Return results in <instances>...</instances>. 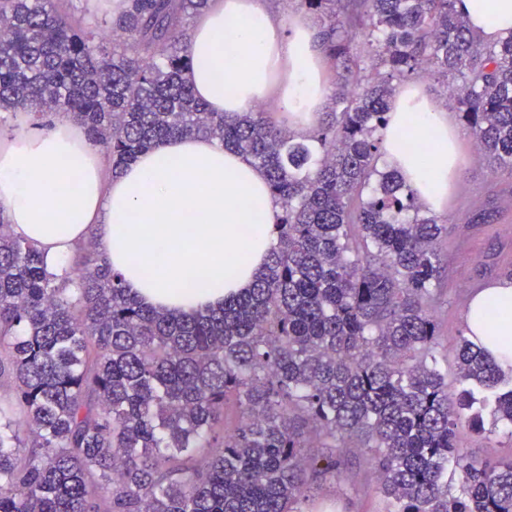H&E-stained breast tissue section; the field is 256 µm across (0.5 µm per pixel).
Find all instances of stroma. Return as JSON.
Instances as JSON below:
<instances>
[{"instance_id":"stroma-1","label":"stroma","mask_w":512,"mask_h":512,"mask_svg":"<svg viewBox=\"0 0 512 512\" xmlns=\"http://www.w3.org/2000/svg\"><path fill=\"white\" fill-rule=\"evenodd\" d=\"M469 157L459 173L448 208L439 220L446 231L440 241L447 270L442 278V303L436 310L441 330L440 366L451 389H459L455 348L465 329L464 317L473 293L489 282L512 277V175L491 174L466 140ZM461 443L474 458L512 457V427L498 426L482 435L463 432ZM367 457L346 455L343 477L354 482L346 497L323 496L319 512H380L382 497L364 478Z\"/></svg>"}]
</instances>
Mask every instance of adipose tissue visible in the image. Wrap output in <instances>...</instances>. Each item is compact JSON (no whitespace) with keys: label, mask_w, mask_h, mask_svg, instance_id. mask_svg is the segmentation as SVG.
Segmentation results:
<instances>
[{"label":"adipose tissue","mask_w":512,"mask_h":512,"mask_svg":"<svg viewBox=\"0 0 512 512\" xmlns=\"http://www.w3.org/2000/svg\"><path fill=\"white\" fill-rule=\"evenodd\" d=\"M471 30L490 42L512 31V0H459ZM190 82L214 112L258 104L314 127L328 65L304 12L277 16L264 0H214L186 40ZM383 163L396 168L432 211H442L463 168L464 135L420 87H401L382 131ZM439 150L423 160L422 144ZM81 162L74 172L65 165ZM280 204L265 173L212 139L175 137L104 176L83 131L60 118L47 132L18 127L0 146V215L39 248L48 272L93 241L146 307L191 316L251 287L274 240ZM471 340L512 363V280L475 292L465 313Z\"/></svg>","instance_id":"1"}]
</instances>
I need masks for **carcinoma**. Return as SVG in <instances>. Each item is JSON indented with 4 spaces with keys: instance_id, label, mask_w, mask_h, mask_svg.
Listing matches in <instances>:
<instances>
[{
    "instance_id": "1",
    "label": "carcinoma",
    "mask_w": 512,
    "mask_h": 512,
    "mask_svg": "<svg viewBox=\"0 0 512 512\" xmlns=\"http://www.w3.org/2000/svg\"><path fill=\"white\" fill-rule=\"evenodd\" d=\"M0 0V112L58 111L119 170L176 136L262 167L281 205L253 287L179 318L144 307L81 248L46 272L0 219V512H313L365 455L382 512H512V459L462 431L512 425V364L467 336L439 367L444 226L378 167L398 85L452 74L449 104L491 172L512 174V32L486 44L457 0H301L321 21L331 111L295 135L196 97L184 17L209 0ZM117 32L121 38L106 39Z\"/></svg>"
}]
</instances>
